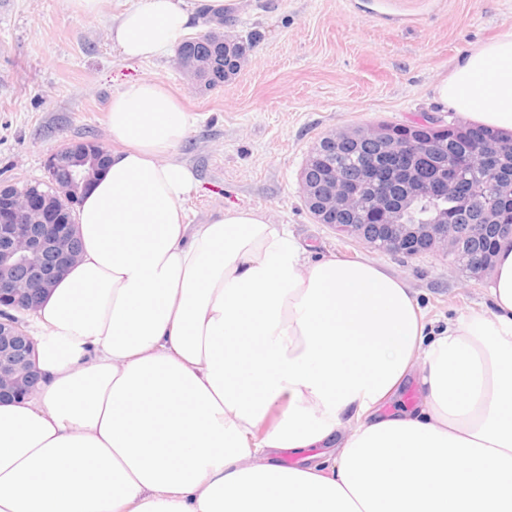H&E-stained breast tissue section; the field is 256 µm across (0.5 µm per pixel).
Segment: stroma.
Instances as JSON below:
<instances>
[{"label":"stroma","mask_w":512,"mask_h":512,"mask_svg":"<svg viewBox=\"0 0 512 512\" xmlns=\"http://www.w3.org/2000/svg\"><path fill=\"white\" fill-rule=\"evenodd\" d=\"M129 2L102 0L87 18L68 0H0V184L46 180L47 156L65 143L111 147L113 93L151 79L199 117L181 151L198 179L183 203L190 223L230 206L264 212L310 261H367L404 277L435 328L485 307L489 280L449 273L446 257L386 254L317 223L299 173L331 132L454 121L433 87L460 55L512 27V0H242L224 28L253 46L210 90L193 87L174 58L123 59L111 28Z\"/></svg>","instance_id":"1"}]
</instances>
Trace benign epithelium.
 <instances>
[{
  "label": "benign epithelium",
  "instance_id": "benign-epithelium-1",
  "mask_svg": "<svg viewBox=\"0 0 512 512\" xmlns=\"http://www.w3.org/2000/svg\"><path fill=\"white\" fill-rule=\"evenodd\" d=\"M176 65L193 84L198 85L211 69V59L204 55L176 52ZM430 123L407 126L404 133L384 123L369 124L354 131L327 135L333 152H344L359 141L380 145L378 160L368 164L356 180L336 185V176L316 178L300 175L302 200L321 224L331 226L344 237L372 248L388 244L403 256L435 252L451 258V264L465 263L478 274L492 263L484 249H472L461 255L448 248V236L468 239L511 235L512 224L503 223L504 203H486L479 208L474 224L455 226L434 219L428 224H405L402 215L422 194V185L412 176L405 159L407 154L394 148L403 136L410 143L433 155L439 143L422 135ZM92 149L73 142L47 158L49 184L57 195L47 196L38 190L19 189L13 184L0 185V403L36 393L39 376L35 370V340L29 325L14 311L29 315L38 311L58 276L79 261L80 249L74 241L75 224L72 207L95 178L98 168L87 162ZM380 186L372 224H341L339 220L354 215L353 202L366 184Z\"/></svg>",
  "mask_w": 512,
  "mask_h": 512
}]
</instances>
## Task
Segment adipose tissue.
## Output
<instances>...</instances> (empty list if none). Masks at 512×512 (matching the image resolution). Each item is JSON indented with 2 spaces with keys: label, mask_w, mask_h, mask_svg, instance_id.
Segmentation results:
<instances>
[{
  "label": "adipose tissue",
  "mask_w": 512,
  "mask_h": 512,
  "mask_svg": "<svg viewBox=\"0 0 512 512\" xmlns=\"http://www.w3.org/2000/svg\"><path fill=\"white\" fill-rule=\"evenodd\" d=\"M229 3L131 0L112 41L162 58ZM434 94L511 133L512 28ZM195 122L156 81L113 93L81 258L31 327L38 390L0 405V512H512V239L489 308L427 333L384 267L308 264L253 209L189 223ZM411 381L422 405L382 414ZM317 447L331 465L278 464Z\"/></svg>",
  "instance_id": "1"
}]
</instances>
